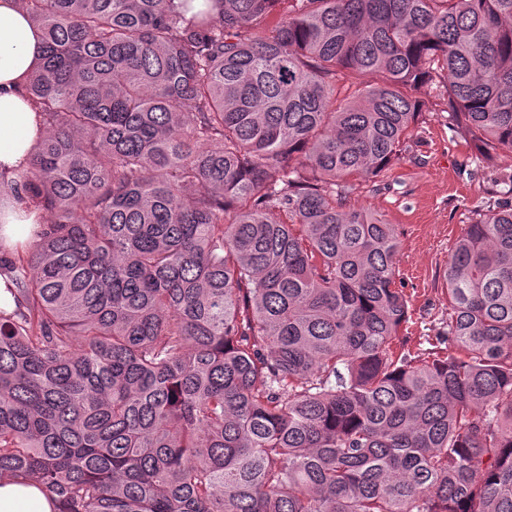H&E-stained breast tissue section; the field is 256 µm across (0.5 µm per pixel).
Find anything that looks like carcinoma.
<instances>
[{"label": "carcinoma", "mask_w": 512, "mask_h": 512, "mask_svg": "<svg viewBox=\"0 0 512 512\" xmlns=\"http://www.w3.org/2000/svg\"><path fill=\"white\" fill-rule=\"evenodd\" d=\"M47 135L0 192V479L55 512H512V173L428 356L393 224L350 206L441 79L512 158V0H18ZM376 81L354 100L342 79ZM45 224H50L53 214L44 209ZM41 206L25 201L4 199L0 202V238L9 251L21 250L31 240L34 227L44 224Z\"/></svg>", "instance_id": "cac0c4a2"}]
</instances>
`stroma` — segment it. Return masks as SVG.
Here are the masks:
<instances>
[{
  "label": "stroma",
  "mask_w": 512,
  "mask_h": 512,
  "mask_svg": "<svg viewBox=\"0 0 512 512\" xmlns=\"http://www.w3.org/2000/svg\"><path fill=\"white\" fill-rule=\"evenodd\" d=\"M418 95L426 119L403 159L363 183L351 200L400 233L398 279L410 309L401 333L414 355L427 350L428 336L448 317L444 272L462 225L471 210L493 200L496 173L512 169L509 158H476L469 141L449 130L438 88H421Z\"/></svg>",
  "instance_id": "35a3bbf8"
}]
</instances>
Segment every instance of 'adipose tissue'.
Here are the masks:
<instances>
[{
    "label": "adipose tissue",
    "instance_id": "1",
    "mask_svg": "<svg viewBox=\"0 0 512 512\" xmlns=\"http://www.w3.org/2000/svg\"><path fill=\"white\" fill-rule=\"evenodd\" d=\"M43 56L41 31L17 0H0V176L11 179L26 170L34 148L46 134L42 115L24 88ZM41 206L0 201V242L7 250L24 248L34 227L43 223ZM54 506L36 483L0 481V512H53Z\"/></svg>",
    "mask_w": 512,
    "mask_h": 512
}]
</instances>
